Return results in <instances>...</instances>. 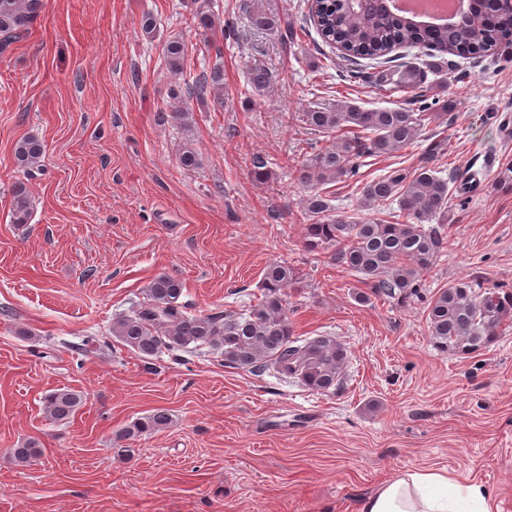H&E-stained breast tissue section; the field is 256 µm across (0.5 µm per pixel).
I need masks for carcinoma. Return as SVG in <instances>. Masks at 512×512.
<instances>
[{
	"mask_svg": "<svg viewBox=\"0 0 512 512\" xmlns=\"http://www.w3.org/2000/svg\"><path fill=\"white\" fill-rule=\"evenodd\" d=\"M470 15L455 26L414 23L392 14L379 0H311L318 34L341 48L350 61L374 60L383 66L378 85L393 84L415 89L426 71L410 63L388 67L389 54L397 48L412 52V58L427 60L426 67L439 69L446 55L473 58L498 54L512 47V0H471ZM42 8V0H0V52L29 33ZM250 24L272 31L279 20L254 10ZM193 26L209 37L220 56L224 41L237 38L229 23L216 28L213 14L196 11ZM168 70L182 81L170 89L173 100L194 99L224 111V71L220 67L186 71L187 49L179 41L165 49ZM420 100L417 111L403 107L366 110L350 104L334 108L314 107L300 113L301 122L318 133L341 132L331 144L312 156H303L297 179L308 186L304 199V248L327 256L330 263L359 275L369 292L356 294L361 303L374 296L398 303L427 301L426 323L430 343L441 352L470 355L489 347L512 326V291L501 285L475 288L460 280L427 295L421 272L448 248V218L471 193V182L459 183L440 176L442 170L426 164L408 170L396 169L361 184L360 207L377 210L367 218L332 204L333 192L325 185L356 177L363 160L390 155L413 144L426 123L442 120L446 112L431 111ZM43 142L29 136L19 141L14 157L30 176L42 171ZM397 204V208L389 204ZM13 219L25 224L30 216V198L18 188L12 200ZM288 265L272 264L263 280V298L241 312L219 311L194 314L179 299L182 283L165 273L156 275L146 288V300L132 314L112 323V336L127 350L148 359L161 352H193L208 347L217 352L224 366L254 374L273 369L283 377L299 380L318 393L335 391L342 385L345 349L331 336L301 338L294 335L284 305V289L297 283ZM84 395L58 390L43 398L55 421H66L83 404ZM168 414L157 411L124 430L133 438L164 429Z\"/></svg>",
	"mask_w": 512,
	"mask_h": 512,
	"instance_id": "carcinoma-1",
	"label": "carcinoma"
}]
</instances>
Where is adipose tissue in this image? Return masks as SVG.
Here are the masks:
<instances>
[{"label": "adipose tissue", "instance_id": "obj_1", "mask_svg": "<svg viewBox=\"0 0 512 512\" xmlns=\"http://www.w3.org/2000/svg\"><path fill=\"white\" fill-rule=\"evenodd\" d=\"M479 482L449 476L444 469H406L364 496L357 512H494Z\"/></svg>", "mask_w": 512, "mask_h": 512}]
</instances>
